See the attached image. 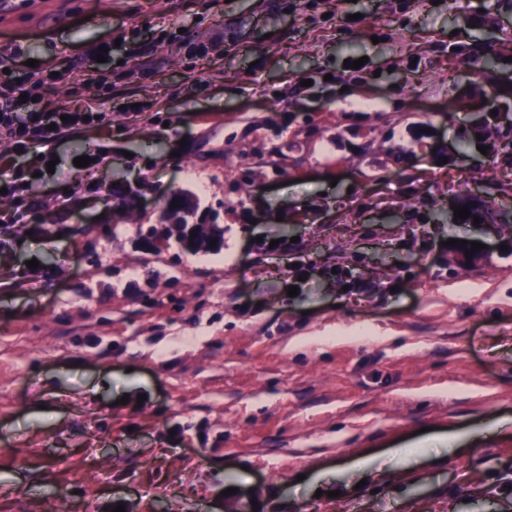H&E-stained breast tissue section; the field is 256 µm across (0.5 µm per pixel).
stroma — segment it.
<instances>
[{"instance_id":"stroma-1","label":"stroma","mask_w":512,"mask_h":512,"mask_svg":"<svg viewBox=\"0 0 512 512\" xmlns=\"http://www.w3.org/2000/svg\"><path fill=\"white\" fill-rule=\"evenodd\" d=\"M346 8L0 0V112L108 123L0 228V512H512V223L453 217L512 211V0ZM172 193L220 249L149 235ZM87 157L91 158L90 164L85 168H79V172H84V177L81 178L79 183L76 186L75 193H79L84 189L85 193L93 194L99 192V186L95 181L92 180L93 177V169L98 168L100 165L104 164L107 159V152L104 150H99L96 153L88 154Z\"/></svg>"}]
</instances>
